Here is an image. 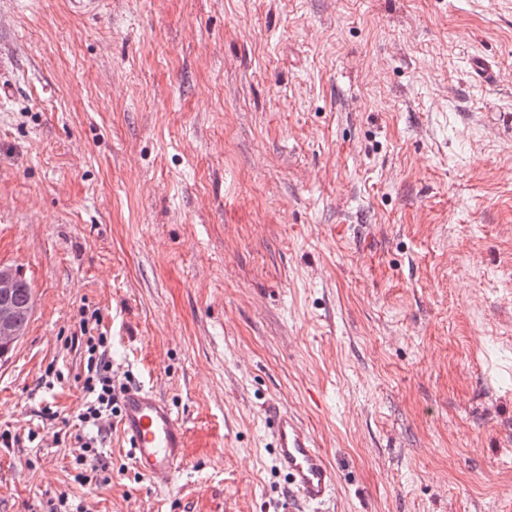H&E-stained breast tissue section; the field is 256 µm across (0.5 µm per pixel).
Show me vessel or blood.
<instances>
[{
  "mask_svg": "<svg viewBox=\"0 0 512 512\" xmlns=\"http://www.w3.org/2000/svg\"><path fill=\"white\" fill-rule=\"evenodd\" d=\"M276 466L286 478L284 499L318 505L335 490L336 473L313 434L288 411L270 416ZM120 429L142 475L153 483L172 477L184 457L186 428L170 404L154 389L141 385L124 393Z\"/></svg>",
  "mask_w": 512,
  "mask_h": 512,
  "instance_id": "vessel-or-blood-1",
  "label": "vessel or blood"
}]
</instances>
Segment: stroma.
Masks as SVG:
<instances>
[{
    "label": "stroma",
    "instance_id": "35a3bbf8",
    "mask_svg": "<svg viewBox=\"0 0 512 512\" xmlns=\"http://www.w3.org/2000/svg\"><path fill=\"white\" fill-rule=\"evenodd\" d=\"M0 265V512H280L272 404L321 512H512V0H0ZM94 312L187 429L168 486L55 439ZM16 274V275H15ZM12 301L20 312L23 330L28 323L32 310V288L18 270L0 266V340H15L21 335L16 311L10 303V294L15 287ZM275 443L276 467L286 477L284 499L318 505L335 490L336 473L328 465L313 434L292 412L275 410L270 415ZM92 438H89V442H84L80 446L82 449V454L77 457V460L80 462L79 465H82V469L84 470L82 473V479L84 482H92L98 480L99 472H102L103 469L99 468L98 465V457L95 452V447Z\"/></svg>",
    "mask_w": 512,
    "mask_h": 512
}]
</instances>
